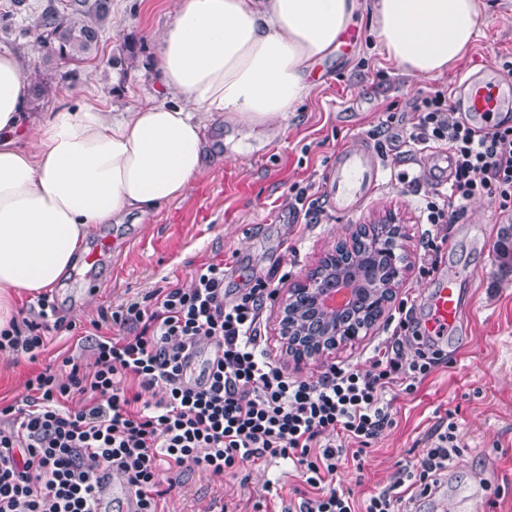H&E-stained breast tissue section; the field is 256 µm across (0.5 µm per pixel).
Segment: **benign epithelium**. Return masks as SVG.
<instances>
[{
  "instance_id": "7a95c632",
  "label": "benign epithelium",
  "mask_w": 512,
  "mask_h": 512,
  "mask_svg": "<svg viewBox=\"0 0 512 512\" xmlns=\"http://www.w3.org/2000/svg\"><path fill=\"white\" fill-rule=\"evenodd\" d=\"M404 240L403 226L391 215L379 224L361 226L351 237L352 245L341 243L329 250L313 274L288 288L280 304L279 327L296 362L355 343L375 326L407 270L401 261ZM366 256L388 280L387 287H362L359 265Z\"/></svg>"
}]
</instances>
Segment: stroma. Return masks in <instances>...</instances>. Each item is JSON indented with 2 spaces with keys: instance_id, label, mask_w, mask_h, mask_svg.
<instances>
[{
  "instance_id": "1",
  "label": "stroma",
  "mask_w": 512,
  "mask_h": 512,
  "mask_svg": "<svg viewBox=\"0 0 512 512\" xmlns=\"http://www.w3.org/2000/svg\"><path fill=\"white\" fill-rule=\"evenodd\" d=\"M26 11L14 18L13 33L0 32V53L22 57L33 65V78L46 80L50 90L28 107L38 121L75 101H95L113 112H130L145 101L159 99L163 89L156 73L155 33L170 22L175 0H112V25L97 57L79 64L48 60L34 37L23 35L41 0H26ZM479 34L465 58L443 74L416 78L387 58L370 25L357 19V41L342 57L325 59L327 78L311 86L295 112L261 127L219 121L207 130L208 167L182 196L137 224L103 225L98 237L108 240L95 264L78 261L75 270L54 288L49 300L63 327L50 331L37 362L0 352V403L22 399L28 375L67 353H81L92 362L90 347H78L77 330L103 312L142 299L153 289L174 282L190 287L194 270L212 257L224 261L227 295L245 287L252 273L272 268L286 273L278 285L312 272L323 254L347 240L358 226L393 214L403 224L409 270L395 290L383 317L366 336L340 347L318 361L296 363L288 354L278 326V302H265L261 313L262 344L288 375L318 380L331 364L366 371L375 348L390 344L400 306L416 320L428 312L431 279L420 270L433 257L431 235L447 237L436 256L439 271L453 276L468 310L461 324L438 343L441 361L412 394L395 398L391 425L370 441L362 464L345 460L336 482L358 495L393 484L401 466L416 462L428 437L454 412L465 444L435 491L419 498L416 512H512V272L499 271L496 247L501 232L512 225V209L480 196L466 205L455 224L423 223L421 211L434 198L426 182L408 185L401 172H417L418 148L401 139L417 120L411 105L434 90L454 94L461 74L484 66L501 82L511 77L498 65L512 56V0H484ZM132 49L127 70L109 68L110 56ZM77 71L74 82L64 76ZM399 120L385 125L387 112ZM375 147L388 174L368 200L345 216L331 209L324 190L325 175L338 149ZM313 184L318 220L294 214L292 184ZM167 488L165 512H255L254 504L267 484L278 490L268 499V512H288L296 504L299 480L287 462H259L240 477L185 467L182 475L161 474Z\"/></svg>"
}]
</instances>
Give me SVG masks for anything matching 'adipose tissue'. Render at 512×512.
Listing matches in <instances>:
<instances>
[{
  "label": "adipose tissue",
  "instance_id": "obj_1",
  "mask_svg": "<svg viewBox=\"0 0 512 512\" xmlns=\"http://www.w3.org/2000/svg\"><path fill=\"white\" fill-rule=\"evenodd\" d=\"M482 0H177L157 36L165 92L131 112L85 101L30 127V70L0 53V329L14 299L60 285L103 224L158 212L203 173L216 118H286L360 12L409 75L441 74L478 36Z\"/></svg>",
  "mask_w": 512,
  "mask_h": 512
}]
</instances>
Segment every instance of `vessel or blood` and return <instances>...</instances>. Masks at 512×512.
Here are the masks:
<instances>
[{
  "label": "vessel or blood",
  "instance_id": "obj_1",
  "mask_svg": "<svg viewBox=\"0 0 512 512\" xmlns=\"http://www.w3.org/2000/svg\"><path fill=\"white\" fill-rule=\"evenodd\" d=\"M456 107L466 112L471 124L481 127L487 116L512 111V87L487 79L482 73H465L459 77ZM453 161L448 150H429L421 160L418 180L431 181L437 190H444L451 175ZM385 166L374 147L359 150L340 149L327 173L326 187L336 213L347 214L354 203L370 197L382 185ZM426 321L429 335L446 336L459 322L465 307L456 290L454 279L438 276Z\"/></svg>",
  "mask_w": 512,
  "mask_h": 512
}]
</instances>
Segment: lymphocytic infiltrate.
Returning <instances> with one entry per match:
<instances>
[{
    "mask_svg": "<svg viewBox=\"0 0 512 512\" xmlns=\"http://www.w3.org/2000/svg\"><path fill=\"white\" fill-rule=\"evenodd\" d=\"M408 141L443 144L454 172L447 193L428 201L426 223L450 224L479 195L512 208V124L474 128L444 91L423 97ZM275 292L272 273H256L234 298L224 289V263L199 265L188 288L153 289L112 312L116 334L94 323V360L64 357L29 374L23 407L0 406V512H97L109 476L133 488L138 512H164L160 472L192 463L215 474L259 461L283 460L297 472V512H406L431 494L463 443L456 423L436 431L416 465L388 488L356 500L333 489L347 443L367 447L392 422L391 399L413 393L435 366L438 351L406 358L409 338L431 345L412 317L397 322L391 346L377 350L368 371L331 366L317 383L293 379L260 345L259 319ZM25 329L0 332V351L36 360L53 315L38 296ZM216 345L221 355L208 384L183 379L187 352ZM79 410H69L72 401ZM330 434L342 443L327 442Z\"/></svg>",
    "mask_w": 512,
    "mask_h": 512,
    "instance_id": "lymphocytic-infiltrate-1",
    "label": "lymphocytic infiltrate"
}]
</instances>
